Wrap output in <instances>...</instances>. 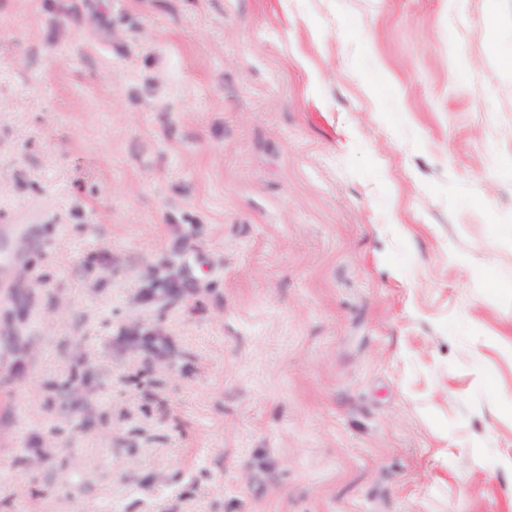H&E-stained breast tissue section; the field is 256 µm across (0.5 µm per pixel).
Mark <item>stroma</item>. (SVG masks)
Instances as JSON below:
<instances>
[{
	"label": "stroma",
	"mask_w": 512,
	"mask_h": 512,
	"mask_svg": "<svg viewBox=\"0 0 512 512\" xmlns=\"http://www.w3.org/2000/svg\"><path fill=\"white\" fill-rule=\"evenodd\" d=\"M511 52L512 0H0V512H512Z\"/></svg>",
	"instance_id": "35a3bbf8"
}]
</instances>
